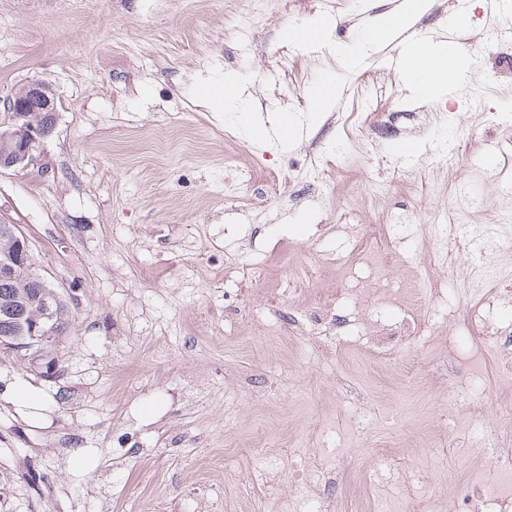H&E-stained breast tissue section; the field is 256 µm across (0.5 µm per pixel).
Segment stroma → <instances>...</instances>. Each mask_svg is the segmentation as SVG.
I'll return each instance as SVG.
<instances>
[{
	"label": "stroma",
	"instance_id": "stroma-1",
	"mask_svg": "<svg viewBox=\"0 0 512 512\" xmlns=\"http://www.w3.org/2000/svg\"><path fill=\"white\" fill-rule=\"evenodd\" d=\"M399 0H0V101L31 81L56 98L54 132L26 169L0 172V214L18 224L69 306L71 327L40 353L0 351V512H280L242 467L273 466L283 489L303 462L271 455L301 441L323 412L346 417L333 388L344 364L296 359L295 337L247 343L255 316L287 318L335 292L342 274L317 264L349 250L345 224H440L454 192L480 200L471 224L512 213V0H430L415 37L454 42L470 60L461 88L425 99L390 61L405 43L362 48L371 17ZM468 12V28L455 16ZM324 17L319 43L281 31ZM360 53L357 68L347 66ZM246 78L241 108L213 112L202 80ZM334 107L313 116L325 83ZM267 137L244 135L242 111ZM300 136L281 144L282 115ZM248 182L228 194L237 167ZM383 187L373 204L362 194ZM287 240L266 257L263 289L245 273L249 235ZM240 271L224 276L228 253ZM306 266L293 287L291 262ZM232 331H225V318ZM417 387L382 368L371 408L404 401L445 427L441 400L461 373L423 363ZM18 380L41 388L51 418L30 424L8 399ZM380 440L442 463L439 447L404 420Z\"/></svg>",
	"mask_w": 512,
	"mask_h": 512
}]
</instances>
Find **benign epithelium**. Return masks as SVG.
I'll return each instance as SVG.
<instances>
[{
    "label": "benign epithelium",
    "mask_w": 512,
    "mask_h": 512,
    "mask_svg": "<svg viewBox=\"0 0 512 512\" xmlns=\"http://www.w3.org/2000/svg\"><path fill=\"white\" fill-rule=\"evenodd\" d=\"M6 111L12 122L0 126V170L14 169L32 162L34 151L53 132L56 124V105L48 84L34 81L9 97ZM16 224L0 223V234L13 238L14 245L0 253V280L13 281L18 270L32 260L24 235ZM27 335L11 343L16 351L41 349L52 342L49 338L52 316L44 308L21 314Z\"/></svg>",
    "instance_id": "7a95c632"
}]
</instances>
